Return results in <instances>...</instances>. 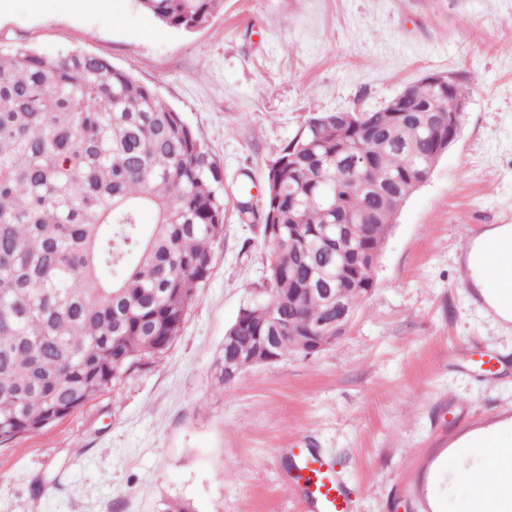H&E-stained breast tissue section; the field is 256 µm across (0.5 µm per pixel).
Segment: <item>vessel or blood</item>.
I'll list each match as a JSON object with an SVG mask.
<instances>
[{
	"mask_svg": "<svg viewBox=\"0 0 512 512\" xmlns=\"http://www.w3.org/2000/svg\"><path fill=\"white\" fill-rule=\"evenodd\" d=\"M305 496L319 512H354L353 501L343 482L327 465L322 455L312 448L292 449Z\"/></svg>",
	"mask_w": 512,
	"mask_h": 512,
	"instance_id": "vessel-or-blood-1",
	"label": "vessel or blood"
}]
</instances>
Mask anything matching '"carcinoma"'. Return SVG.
I'll return each mask as SVG.
<instances>
[{
	"label": "carcinoma",
	"mask_w": 512,
	"mask_h": 512,
	"mask_svg": "<svg viewBox=\"0 0 512 512\" xmlns=\"http://www.w3.org/2000/svg\"><path fill=\"white\" fill-rule=\"evenodd\" d=\"M137 2L185 32L221 4ZM427 103L457 109L454 95L417 84L401 120L387 106L361 113L367 137L314 113L275 149L257 207L273 250L270 294L228 329L217 390L245 370L251 337L282 335L283 357L336 317L319 295L336 287V240L348 252L385 240L408 177L435 148L416 124ZM365 158V177L337 189L336 170ZM356 223L367 240L350 231ZM223 237V170L153 87L88 52L0 54V444L152 365L181 332ZM275 320L284 331L269 329Z\"/></svg>",
	"instance_id": "obj_1"
}]
</instances>
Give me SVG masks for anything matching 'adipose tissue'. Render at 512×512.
<instances>
[{
	"label": "adipose tissue",
	"mask_w": 512,
	"mask_h": 512,
	"mask_svg": "<svg viewBox=\"0 0 512 512\" xmlns=\"http://www.w3.org/2000/svg\"><path fill=\"white\" fill-rule=\"evenodd\" d=\"M512 242V225L487 231L468 252L470 277L481 290L486 303L501 320L512 321V289L491 288L487 281L490 268L485 256L500 241ZM485 461L467 473L469 498L465 512H512V444L495 432L480 433Z\"/></svg>",
	"instance_id": "1"
}]
</instances>
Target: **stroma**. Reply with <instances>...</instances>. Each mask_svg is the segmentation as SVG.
Returning a JSON list of instances; mask_svg holds the SVG:
<instances>
[{
  "instance_id": "stroma-1",
  "label": "stroma",
  "mask_w": 512,
  "mask_h": 512,
  "mask_svg": "<svg viewBox=\"0 0 512 512\" xmlns=\"http://www.w3.org/2000/svg\"><path fill=\"white\" fill-rule=\"evenodd\" d=\"M80 50L156 88L224 171V239L180 335L148 369L0 444V512H311L289 451L325 457L355 512H460L453 448L512 420V328L486 316L467 248L512 225V0H222L190 32L136 0L0 12V50ZM429 72L478 78L461 136L398 209L344 336L216 392L272 250L240 184L312 113L376 110ZM250 181H243V174ZM482 350L495 374L472 366Z\"/></svg>"
}]
</instances>
